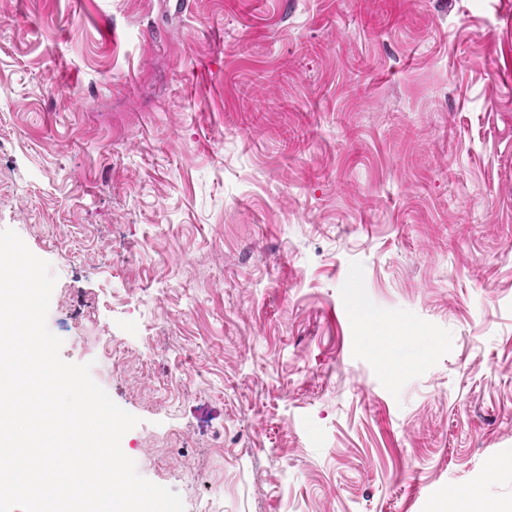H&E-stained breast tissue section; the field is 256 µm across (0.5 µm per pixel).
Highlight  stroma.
Here are the masks:
<instances>
[{
	"label": "stroma",
	"mask_w": 512,
	"mask_h": 512,
	"mask_svg": "<svg viewBox=\"0 0 512 512\" xmlns=\"http://www.w3.org/2000/svg\"><path fill=\"white\" fill-rule=\"evenodd\" d=\"M0 0V229L186 512L512 503V0ZM430 336L384 375L361 336ZM361 338L372 348L380 370L392 380L414 370L421 361V357L397 360L389 352V347L401 338L414 342L424 338L417 329L406 324L384 320L374 329L366 330Z\"/></svg>",
	"instance_id": "stroma-1"
}]
</instances>
